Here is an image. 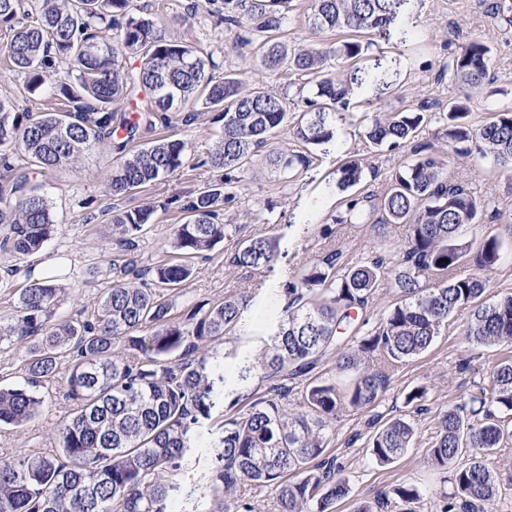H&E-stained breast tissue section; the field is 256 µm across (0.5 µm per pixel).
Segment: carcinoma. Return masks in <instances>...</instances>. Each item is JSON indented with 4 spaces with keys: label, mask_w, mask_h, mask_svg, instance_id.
I'll use <instances>...</instances> for the list:
<instances>
[{
    "label": "carcinoma",
    "mask_w": 512,
    "mask_h": 512,
    "mask_svg": "<svg viewBox=\"0 0 512 512\" xmlns=\"http://www.w3.org/2000/svg\"><path fill=\"white\" fill-rule=\"evenodd\" d=\"M293 0H224L220 21L244 28L241 45H257L271 71L312 77V96L294 113L293 135L301 149L283 153L272 138L285 123L288 101L261 87L214 76L212 58L194 47L167 41L152 20L134 14L133 0H0V30L13 70L26 75L25 92L47 94L60 108L19 112L0 100V249L14 257L3 288L23 274L14 312L0 320V351L14 341L32 340L24 384H0V427H21L43 416L55 418L59 450L19 452L0 460V512H169L172 477L192 445V430L210 416L214 380L203 343L221 345L240 330L246 300L226 297L192 305L179 318L171 298L195 273L196 262L224 242L229 225L218 221L236 200L253 157L262 152L281 180L305 171L315 150L336 142L351 97L368 78L362 66L371 36L387 34L406 0H311L312 31L345 39L305 49H288L280 38ZM139 62L136 75L120 59ZM70 71L58 75V64ZM490 48L472 39L448 63L458 82L483 89ZM218 113L223 133L202 163L221 175L196 195L176 196L184 222L170 228L162 257L139 266L131 256L150 231L155 206L114 209L112 239L127 251L112 260V287L91 320H55L63 288L56 277L31 278L27 259L41 250L56 228L50 201L37 177L73 162L96 144L123 130L132 141L141 121L188 104ZM123 104L121 118L114 105ZM421 104L374 117L364 137L389 151L411 147L412 158L388 175L380 199L359 191L366 173L357 159L337 169L336 185L351 191L345 224L366 210L373 224L406 227L398 247L383 238L370 254L354 259L341 247L316 253L283 284L284 315L252 370L258 378L249 403L224 415L218 460L208 490L217 508L206 512H254L238 496L243 485L272 489L275 512H334L349 494L342 465L330 455L329 432L348 409L378 406L390 386L389 372L424 354L457 311H470L466 343H512V292L488 302L489 280L512 224L483 233L468 230L490 203L451 178L446 157L477 151L512 170V108L495 111L475 129L470 100L448 102L435 118ZM446 152L419 141L431 124ZM187 146L171 137L158 140L117 162L108 179L112 196L123 197L181 171ZM279 239L249 235L224 251L235 268L260 269L277 261ZM467 264L473 270L465 273ZM397 300L369 325L368 305L380 290ZM336 356L335 369L352 375L341 388L322 370ZM301 396L288 397L294 385ZM62 389L67 406L57 410L41 388ZM428 391L416 386L404 395L411 413L425 411ZM416 430L405 417L389 418L370 435V454L388 465L413 445ZM512 438V356L491 369L488 383L437 418L427 450L436 467L452 469L453 492L425 502L411 483L383 492L377 505H407L405 512H493L500 481L490 459ZM466 458L463 463L460 458Z\"/></svg>",
    "instance_id": "obj_1"
}]
</instances>
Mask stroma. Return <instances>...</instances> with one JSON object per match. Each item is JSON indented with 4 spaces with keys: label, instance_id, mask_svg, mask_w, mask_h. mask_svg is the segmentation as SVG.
<instances>
[{
    "label": "stroma",
    "instance_id": "obj_1",
    "mask_svg": "<svg viewBox=\"0 0 512 512\" xmlns=\"http://www.w3.org/2000/svg\"><path fill=\"white\" fill-rule=\"evenodd\" d=\"M503 0H411L401 18V28L411 34L407 43L395 46L383 36H375L369 58L389 68L393 78L389 89L360 96L350 110L354 117L363 114L401 112L420 102L443 107L450 100H469L471 123L480 126L494 110L512 107V29H504L499 20ZM137 14L153 19L159 34L167 40L183 42L212 58L216 75L238 74L250 86L263 85L299 103L309 95L308 77L295 72H273L260 65L252 47L241 46L236 30H221L210 12L207 0H133ZM309 0H294L282 27L281 38L289 47H304L332 41L329 33H313L308 25ZM480 38L491 49L490 83L478 92L457 82L444 72L451 56L472 38ZM0 33V99L12 100L34 112L51 111L48 98L25 97L23 75L10 72L5 44ZM222 124L215 112L194 105L173 115L170 126L142 124L137 138L125 149L116 142L103 141L78 161L62 166L46 178L44 192L57 218V229L46 243L47 255L66 261L62 281L64 296L57 310L64 318L90 319L96 315L104 291L112 284V260L120 254L117 242L108 236L105 213L111 208L129 209L143 203L156 204L154 222L136 250L143 263L155 262L169 237L171 225L182 214L170 206L171 197L187 196L206 187L217 173L204 165L203 159L219 138ZM171 136L187 146L184 170L151 184L138 193L112 197L107 188L111 164L125 153L137 151L154 141ZM407 150L381 151L361 136L359 125L341 126L335 146L321 154L318 161L289 182L268 176L262 159H255L246 180L237 193L233 207L224 211L222 220L241 226V233L252 234L271 229L280 238L279 259L273 267L259 271L234 269L224 263V250L241 233H229L222 247L209 258L199 260L195 275L176 296L175 310L188 305L213 301L227 295H245L250 305L245 325L238 338L223 347H206L212 376L218 390L224 392L210 419L196 429L197 445L186 458V466L198 491L187 494L181 478H174V504L178 512H199L211 501L201 498L216 457L212 434L213 422L222 420L230 400L245 393L248 382L240 378L248 362L261 352L282 315L284 298L278 290L289 270L301 267L312 255L329 245L345 247L361 257L372 251L380 236L391 243L405 240V228L388 225L378 231L373 224L354 220L335 223L343 213L344 191L336 186V169L347 158L363 159L378 170L374 179H366L363 190L376 195L385 189V177L405 162ZM448 169L466 181L474 194L489 201L497 210V221L512 223V176L503 173L492 159L479 155L454 157ZM330 236H323V229ZM467 313L454 314L423 355L395 369L391 386L377 410H351L336 421L329 452L343 466L350 494L336 502L335 512H354L359 502L373 499L380 491L402 482L420 486L430 497L451 492L449 474L427 461L426 451L434 434V418L445 409L468 399L486 381L490 369L503 356L502 347H466L461 335ZM415 386L428 389V411L415 417L414 444L388 465L377 464L371 457L367 440L373 430L374 414L383 418L406 414L404 393ZM57 440L52 425L37 418L20 428H0V458H11L20 451L52 452Z\"/></svg>",
    "mask_w": 512,
    "mask_h": 512
}]
</instances>
